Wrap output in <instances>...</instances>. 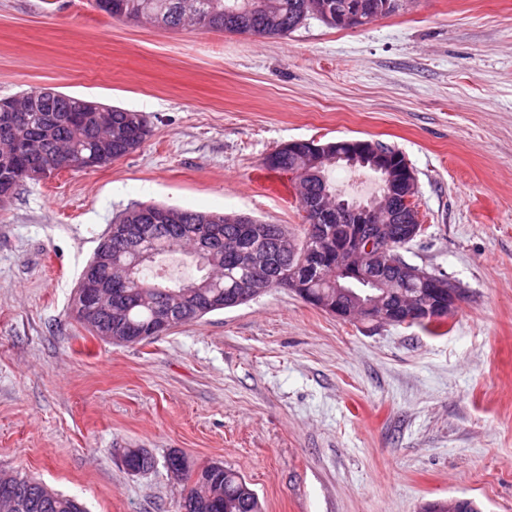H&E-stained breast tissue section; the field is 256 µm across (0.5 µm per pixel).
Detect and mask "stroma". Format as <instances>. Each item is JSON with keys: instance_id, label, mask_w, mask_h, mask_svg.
I'll list each match as a JSON object with an SVG mask.
<instances>
[{"instance_id": "stroma-1", "label": "stroma", "mask_w": 512, "mask_h": 512, "mask_svg": "<svg viewBox=\"0 0 512 512\" xmlns=\"http://www.w3.org/2000/svg\"><path fill=\"white\" fill-rule=\"evenodd\" d=\"M45 86L142 113L143 146L20 187L0 210V469L88 512H178L174 451L243 475L263 512H512V0H409L278 38L165 31L93 0H0V98ZM372 139L418 183L404 259L461 298L441 336L344 321L274 288L136 345L75 320L129 209L246 214L302 238L284 143ZM336 191L378 194L336 167ZM118 448L156 467L129 473Z\"/></svg>"}]
</instances>
